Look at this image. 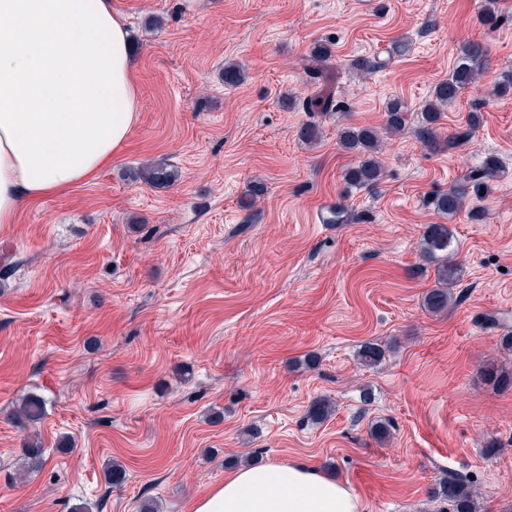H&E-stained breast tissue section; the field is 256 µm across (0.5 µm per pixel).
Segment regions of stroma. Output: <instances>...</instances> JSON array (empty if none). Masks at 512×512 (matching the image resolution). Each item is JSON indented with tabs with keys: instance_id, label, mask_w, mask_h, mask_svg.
I'll list each match as a JSON object with an SVG mask.
<instances>
[{
	"instance_id": "obj_1",
	"label": "stroma",
	"mask_w": 512,
	"mask_h": 512,
	"mask_svg": "<svg viewBox=\"0 0 512 512\" xmlns=\"http://www.w3.org/2000/svg\"><path fill=\"white\" fill-rule=\"evenodd\" d=\"M484 0H112L134 48L139 116L111 166L0 224V512H192L250 461L307 462L345 482L364 512H438L440 478L460 475L483 512H512V389L480 378L512 331V0L492 31ZM408 50L360 76L353 59ZM487 45L481 82L446 112L444 134L483 122L473 144L430 151L389 142L376 187L347 185L338 132L380 125L389 100L419 111L461 44ZM330 42L347 111L300 139L315 90L303 63ZM247 67L224 84V64ZM496 156L483 222H448L462 267L447 313L423 308L434 270L421 252L428 206L461 172ZM166 160L179 180H131ZM265 195L245 200L252 184ZM348 213L325 223L329 207ZM493 315L506 328H487ZM368 343L385 351L361 366ZM36 393L47 463L18 475L26 436L13 419ZM335 404L321 422L312 401ZM389 420L385 443L369 434ZM71 438L72 449L58 448ZM501 444L485 456L488 440ZM119 462L123 483L106 482Z\"/></svg>"
}]
</instances>
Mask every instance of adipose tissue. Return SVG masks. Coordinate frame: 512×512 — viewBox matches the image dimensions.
Instances as JSON below:
<instances>
[{"mask_svg":"<svg viewBox=\"0 0 512 512\" xmlns=\"http://www.w3.org/2000/svg\"><path fill=\"white\" fill-rule=\"evenodd\" d=\"M138 119L126 26L112 0H0V224L109 166ZM309 463L233 470L192 512H362Z\"/></svg>","mask_w":512,"mask_h":512,"instance_id":"1","label":"adipose tissue"}]
</instances>
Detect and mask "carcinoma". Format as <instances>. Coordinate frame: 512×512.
Returning <instances> with one entry per match:
<instances>
[{"label":"carcinoma","instance_id":"obj_1","mask_svg":"<svg viewBox=\"0 0 512 512\" xmlns=\"http://www.w3.org/2000/svg\"><path fill=\"white\" fill-rule=\"evenodd\" d=\"M502 13L497 0H487L479 15V24L488 30L496 29L501 22ZM487 47L478 41L463 44L458 52L453 70L448 78L438 82L433 89V97L418 112L416 124L409 125L408 110L405 104L393 99L386 104L384 122L379 127L346 126L339 132V140L343 149L359 155L357 164L346 169L344 179L352 186L372 187L377 185L384 176V168L377 159L383 138L399 136L412 131L414 137L424 146L437 148L440 145V125L445 110L453 105L468 88L478 83L487 67ZM332 56L331 45L318 41L310 49L306 66L307 74L318 83L327 80L322 63ZM388 65L386 61L371 58H360L351 62V68L364 75L382 69ZM245 77V69L238 62L224 64V84L235 86ZM293 105L310 115L328 112H339L345 102L335 97L333 88L321 87L313 94L293 100ZM482 115L472 112L466 127L455 132L451 140L459 146L470 142L480 127ZM498 160L488 156L474 167L468 168L457 182L446 191L438 192L429 200L433 211L441 216L453 217L462 211L468 212L474 222L482 221L484 210L475 202L484 200L491 193L490 182L497 175ZM179 179L177 170L163 160L153 161L135 171L132 180L154 187L169 186ZM422 250L431 263L437 285L430 289L424 297L425 309L435 315L448 311L454 298L453 286L461 277L459 266L453 261V234L446 224H428L421 239ZM385 354L381 346L369 343L360 352V361L367 366H377L384 360ZM486 384L493 388L512 389V368L489 362L482 369ZM45 400L36 394L26 395L19 401L15 415L23 424L34 423L45 415ZM334 410L332 402L326 398L315 399L308 409V417L312 420H324ZM46 462L45 451L37 439L26 442L22 448L21 464L27 471H39ZM437 498L446 504L445 512H479L480 504L471 483L456 476H450L439 482L435 492Z\"/></svg>","mask_w":512,"mask_h":512}]
</instances>
